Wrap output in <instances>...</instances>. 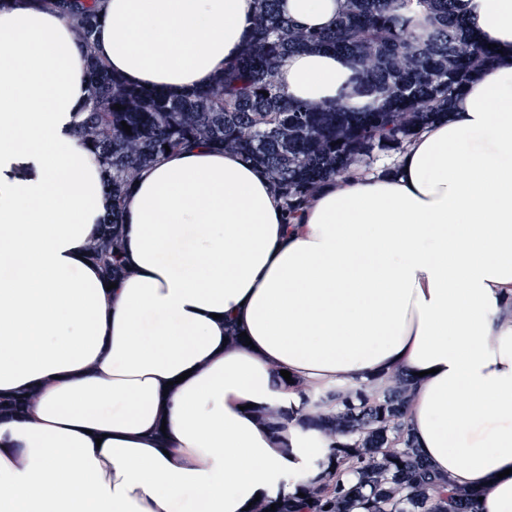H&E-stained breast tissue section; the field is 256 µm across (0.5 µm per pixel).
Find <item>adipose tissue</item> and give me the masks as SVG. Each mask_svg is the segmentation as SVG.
Instances as JSON below:
<instances>
[{
  "instance_id": "ef3b65f1",
  "label": "adipose tissue",
  "mask_w": 512,
  "mask_h": 512,
  "mask_svg": "<svg viewBox=\"0 0 512 512\" xmlns=\"http://www.w3.org/2000/svg\"><path fill=\"white\" fill-rule=\"evenodd\" d=\"M340 0H281L325 28ZM500 50L447 120L335 179L296 224L266 173L201 147L143 170L129 274L88 252L111 201L73 128L88 68L68 20L0 0V512H244L331 462L316 395L408 373L431 468L512 512V0H456ZM257 0H105L96 48L184 95L251 35ZM343 55L298 51L283 92L350 91ZM248 342L226 341V326Z\"/></svg>"
}]
</instances>
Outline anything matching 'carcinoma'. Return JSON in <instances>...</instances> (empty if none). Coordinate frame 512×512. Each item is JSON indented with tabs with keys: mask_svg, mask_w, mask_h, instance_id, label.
Returning <instances> with one entry per match:
<instances>
[{
	"mask_svg": "<svg viewBox=\"0 0 512 512\" xmlns=\"http://www.w3.org/2000/svg\"><path fill=\"white\" fill-rule=\"evenodd\" d=\"M33 2L67 18L89 62V104L75 133L100 166L112 200L89 245L112 281L127 274L125 197L140 172L166 151L206 146L262 166L293 220L353 163L371 168L447 117L461 90L496 62L456 13L455 0H343L333 25L319 30L283 15L279 0H258L252 38L239 56L206 87L174 97L128 83L97 56L99 0ZM313 49L352 59L349 94L320 106L284 95L282 63L293 52ZM353 95L370 104L350 108ZM412 389V377L399 373L378 395L363 387L317 396L314 405L331 403L336 411L316 412L305 425L336 442L335 472L300 482L302 497L265 500L253 512H270L273 505L276 512H479L478 493L457 488L421 459L405 421Z\"/></svg>",
	"mask_w": 512,
	"mask_h": 512,
	"instance_id": "obj_1",
	"label": "carcinoma"
}]
</instances>
